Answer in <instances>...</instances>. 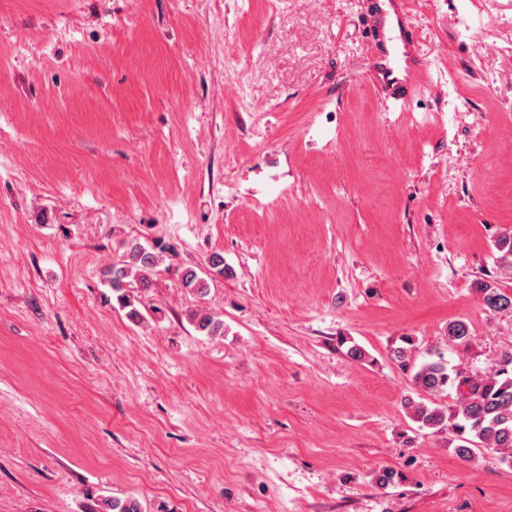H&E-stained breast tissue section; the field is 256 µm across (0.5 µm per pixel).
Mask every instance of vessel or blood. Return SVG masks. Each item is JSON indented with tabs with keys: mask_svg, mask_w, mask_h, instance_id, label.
Masks as SVG:
<instances>
[{
	"mask_svg": "<svg viewBox=\"0 0 512 512\" xmlns=\"http://www.w3.org/2000/svg\"><path fill=\"white\" fill-rule=\"evenodd\" d=\"M376 15L379 26L386 28L393 49L371 59L368 76L386 101L395 105L427 80L429 64L416 46L404 0H382Z\"/></svg>",
	"mask_w": 512,
	"mask_h": 512,
	"instance_id": "obj_1",
	"label": "vessel or blood"
}]
</instances>
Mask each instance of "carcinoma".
<instances>
[{"instance_id":"1","label":"carcinoma","mask_w":512,"mask_h":512,"mask_svg":"<svg viewBox=\"0 0 512 512\" xmlns=\"http://www.w3.org/2000/svg\"><path fill=\"white\" fill-rule=\"evenodd\" d=\"M164 247L158 243L144 246L131 243L120 259L112 262L105 276L112 291L118 293L128 317L140 322L143 315L134 307L126 289L132 281L138 287L151 286V276L160 264ZM180 286L187 291L202 293L208 288L207 280L193 267H185L178 277ZM486 308L496 313L512 314V293L485 283L479 288ZM196 329L208 336L224 335V322L213 312L203 309L193 316ZM448 337L459 344L470 340L469 326L456 321L448 324ZM414 385L423 393L436 396L448 388L456 390L458 400L451 412L431 407L412 398L404 399L412 419L424 428L448 427L459 441L456 454L470 460L479 448L492 449L501 455L502 462L512 466V356L483 377H474L459 368L448 367L438 358L423 363L413 374ZM104 512H141L134 498H108L101 503Z\"/></svg>"}]
</instances>
